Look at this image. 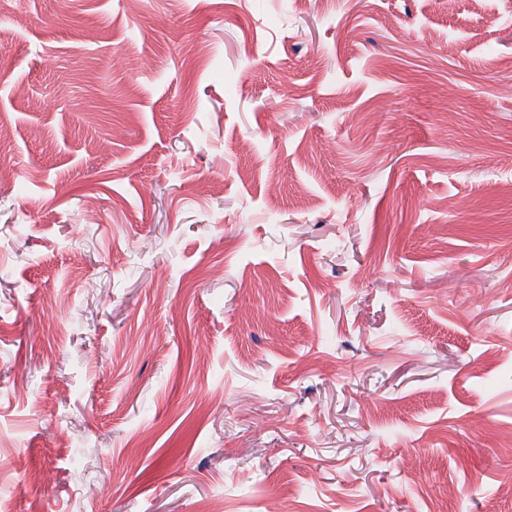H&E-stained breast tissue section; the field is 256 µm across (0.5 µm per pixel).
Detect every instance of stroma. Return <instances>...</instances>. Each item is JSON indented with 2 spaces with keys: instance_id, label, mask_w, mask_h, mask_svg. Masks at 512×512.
Segmentation results:
<instances>
[{
  "instance_id": "stroma-1",
  "label": "stroma",
  "mask_w": 512,
  "mask_h": 512,
  "mask_svg": "<svg viewBox=\"0 0 512 512\" xmlns=\"http://www.w3.org/2000/svg\"><path fill=\"white\" fill-rule=\"evenodd\" d=\"M0 122V512H512V0H0Z\"/></svg>"
}]
</instances>
